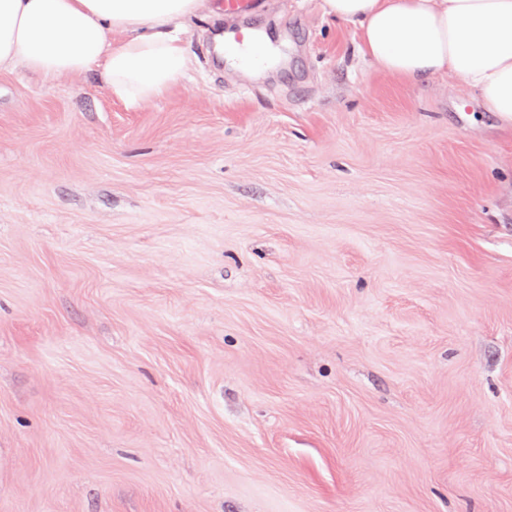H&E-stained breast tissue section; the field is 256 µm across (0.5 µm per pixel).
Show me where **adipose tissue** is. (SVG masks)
Instances as JSON below:
<instances>
[{"label":"adipose tissue","mask_w":512,"mask_h":512,"mask_svg":"<svg viewBox=\"0 0 512 512\" xmlns=\"http://www.w3.org/2000/svg\"><path fill=\"white\" fill-rule=\"evenodd\" d=\"M203 0H0V70L23 61L42 76L98 68L128 110L184 78L182 38ZM353 24L379 71L409 80L453 75L512 118V0H321Z\"/></svg>","instance_id":"obj_1"}]
</instances>
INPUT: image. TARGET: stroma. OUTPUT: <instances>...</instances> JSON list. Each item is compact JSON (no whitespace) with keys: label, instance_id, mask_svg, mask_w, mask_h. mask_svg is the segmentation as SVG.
I'll return each mask as SVG.
<instances>
[{"label":"stroma","instance_id":"obj_1","mask_svg":"<svg viewBox=\"0 0 512 512\" xmlns=\"http://www.w3.org/2000/svg\"><path fill=\"white\" fill-rule=\"evenodd\" d=\"M185 40L0 71V512H512V121L320 0Z\"/></svg>","mask_w":512,"mask_h":512}]
</instances>
